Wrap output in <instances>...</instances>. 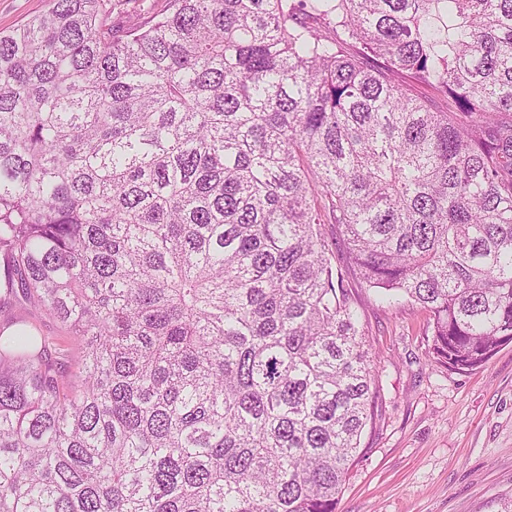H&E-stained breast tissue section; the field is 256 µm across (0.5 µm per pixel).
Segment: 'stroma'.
Returning <instances> with one entry per match:
<instances>
[{
  "mask_svg": "<svg viewBox=\"0 0 512 512\" xmlns=\"http://www.w3.org/2000/svg\"><path fill=\"white\" fill-rule=\"evenodd\" d=\"M321 231L362 314L382 386L340 512H498L512 498V344L469 373L440 366L428 352L427 313L380 303L351 266L339 227ZM13 318L44 336L64 333L22 294L1 289L0 324Z\"/></svg>",
  "mask_w": 512,
  "mask_h": 512,
  "instance_id": "1",
  "label": "stroma"
}]
</instances>
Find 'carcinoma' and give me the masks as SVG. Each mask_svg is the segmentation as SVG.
<instances>
[{
	"instance_id": "carcinoma-1",
	"label": "carcinoma",
	"mask_w": 512,
	"mask_h": 512,
	"mask_svg": "<svg viewBox=\"0 0 512 512\" xmlns=\"http://www.w3.org/2000/svg\"><path fill=\"white\" fill-rule=\"evenodd\" d=\"M109 14L0 34L4 287L82 345L0 327V512H338L380 375L321 225L436 362L512 343V0Z\"/></svg>"
}]
</instances>
